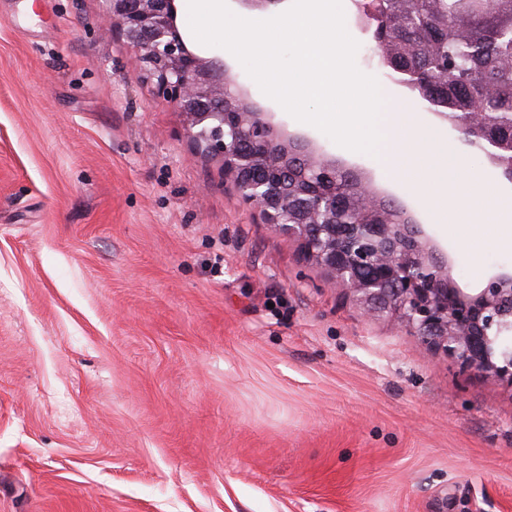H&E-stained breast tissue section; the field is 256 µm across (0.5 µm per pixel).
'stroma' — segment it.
<instances>
[{"label": "stroma", "mask_w": 512, "mask_h": 512, "mask_svg": "<svg viewBox=\"0 0 512 512\" xmlns=\"http://www.w3.org/2000/svg\"><path fill=\"white\" fill-rule=\"evenodd\" d=\"M0 0V512H512V385L465 371L264 224L105 0ZM224 60L273 124L398 200L474 295L473 257L390 179ZM358 68L405 96L345 13ZM442 127L478 186L512 182Z\"/></svg>", "instance_id": "stroma-1"}]
</instances>
